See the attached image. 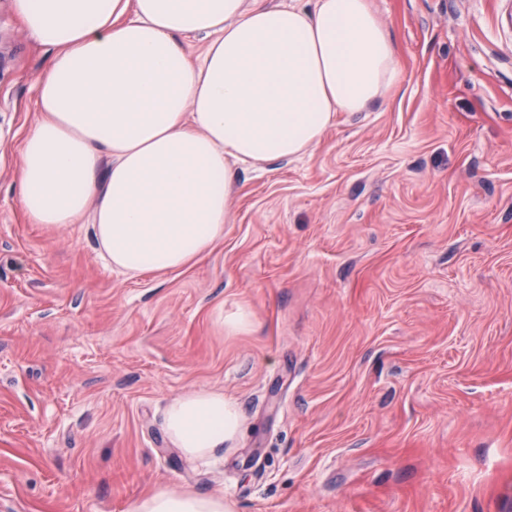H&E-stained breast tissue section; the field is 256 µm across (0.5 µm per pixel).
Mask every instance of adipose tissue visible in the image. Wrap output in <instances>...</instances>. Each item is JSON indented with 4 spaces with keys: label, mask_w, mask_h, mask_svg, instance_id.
<instances>
[{
    "label": "adipose tissue",
    "mask_w": 512,
    "mask_h": 512,
    "mask_svg": "<svg viewBox=\"0 0 512 512\" xmlns=\"http://www.w3.org/2000/svg\"><path fill=\"white\" fill-rule=\"evenodd\" d=\"M52 56L41 119L20 148L32 223L88 225L129 274L197 263L223 240L239 165L299 157L340 113L384 102L401 64L369 0H14ZM164 428L189 460L235 443L223 393L172 401ZM128 512H232L218 494L161 487Z\"/></svg>",
    "instance_id": "1"
}]
</instances>
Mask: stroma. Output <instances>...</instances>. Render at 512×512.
I'll list each match as a JSON object with an SVG mask.
<instances>
[{
    "label": "stroma",
    "instance_id": "stroma-1",
    "mask_svg": "<svg viewBox=\"0 0 512 512\" xmlns=\"http://www.w3.org/2000/svg\"><path fill=\"white\" fill-rule=\"evenodd\" d=\"M397 86L305 155L245 166L224 239L130 275L15 191L50 52L0 0V512H512V0H370ZM251 313L228 333L224 318ZM242 433L189 461L195 389ZM164 428L170 443L186 459L213 458L235 443L240 415L222 392L193 390L168 405ZM128 512H233L224 495L160 487L134 500Z\"/></svg>",
    "mask_w": 512,
    "mask_h": 512
}]
</instances>
